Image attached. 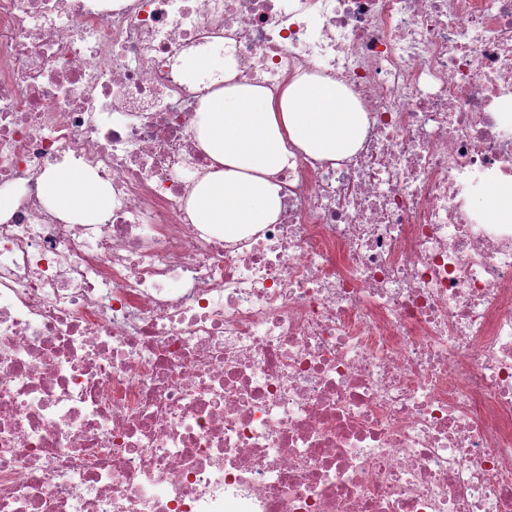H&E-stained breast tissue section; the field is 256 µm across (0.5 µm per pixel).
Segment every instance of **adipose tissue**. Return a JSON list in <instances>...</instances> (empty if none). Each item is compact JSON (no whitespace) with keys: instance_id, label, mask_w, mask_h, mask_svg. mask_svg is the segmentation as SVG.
<instances>
[{"instance_id":"ef3b65f1","label":"adipose tissue","mask_w":512,"mask_h":512,"mask_svg":"<svg viewBox=\"0 0 512 512\" xmlns=\"http://www.w3.org/2000/svg\"><path fill=\"white\" fill-rule=\"evenodd\" d=\"M236 63L221 47L200 48L181 60L184 80L201 83ZM369 119L341 84L302 75L279 93L259 84L212 89L201 101L196 139L217 168L198 180L187 201L195 224H220L236 238L244 230L275 223L281 186L275 176L298 155L320 160L353 156L362 146ZM46 203L74 223L90 221L108 206L109 193L77 168H51L41 181Z\"/></svg>"}]
</instances>
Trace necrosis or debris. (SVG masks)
Here are the masks:
<instances>
[{
  "mask_svg": "<svg viewBox=\"0 0 512 512\" xmlns=\"http://www.w3.org/2000/svg\"><path fill=\"white\" fill-rule=\"evenodd\" d=\"M209 43L369 117L235 239L186 211ZM505 97L512 0H0V512H512ZM222 49V46L202 47L184 56L180 65L184 80L190 84H201L204 82L202 77L210 75L206 87H211L214 84L211 78L216 71H224L225 80L226 74L227 79L234 77L235 60L231 56H222ZM46 203L73 223L90 221L108 206L109 193L91 175L77 168H50L42 177ZM482 198L479 209L485 212L495 224L512 225V181L492 186L486 192L478 186L475 190V203Z\"/></svg>",
  "mask_w": 512,
  "mask_h": 512,
  "instance_id": "necrosis-or-debris-1",
  "label": "necrosis or debris"
}]
</instances>
